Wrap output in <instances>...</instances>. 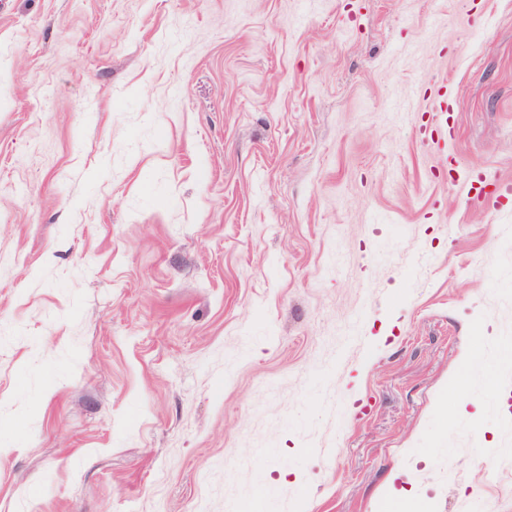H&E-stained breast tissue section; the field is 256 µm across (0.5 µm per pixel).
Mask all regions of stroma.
<instances>
[{"mask_svg":"<svg viewBox=\"0 0 512 512\" xmlns=\"http://www.w3.org/2000/svg\"><path fill=\"white\" fill-rule=\"evenodd\" d=\"M259 487L512 512V0H0V512Z\"/></svg>","mask_w":512,"mask_h":512,"instance_id":"stroma-1","label":"stroma"}]
</instances>
